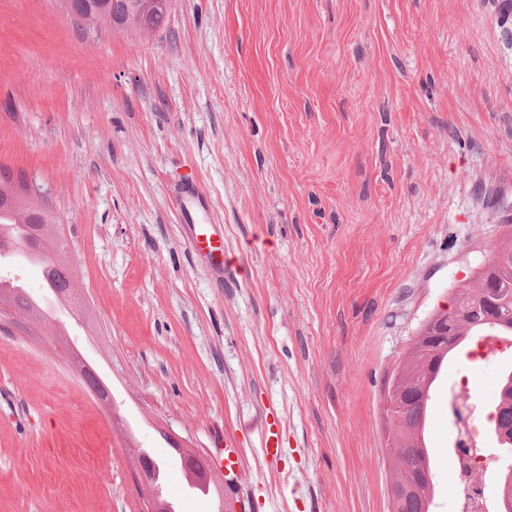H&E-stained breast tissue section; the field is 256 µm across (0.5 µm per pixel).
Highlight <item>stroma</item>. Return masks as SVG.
<instances>
[{
  "label": "stroma",
  "mask_w": 512,
  "mask_h": 512,
  "mask_svg": "<svg viewBox=\"0 0 512 512\" xmlns=\"http://www.w3.org/2000/svg\"><path fill=\"white\" fill-rule=\"evenodd\" d=\"M0 168L54 213L80 299L0 308V512H144L137 452L174 439L242 453L220 494L172 472L178 512H391L387 375L512 225V0H172L135 36L0 0ZM192 189L223 269L189 245ZM476 350L428 407L432 512H455L449 385L486 421L512 371V343ZM484 448L493 501L512 450ZM263 455L267 461H277L282 454V432L274 422L266 421L264 431Z\"/></svg>",
  "instance_id": "stroma-1"
}]
</instances>
